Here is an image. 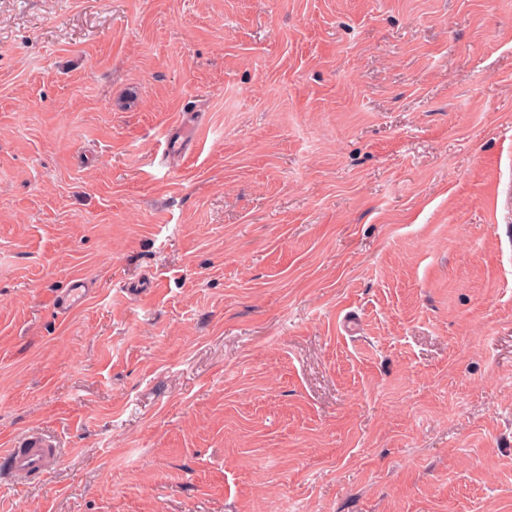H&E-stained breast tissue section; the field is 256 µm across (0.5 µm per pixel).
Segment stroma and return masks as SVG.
<instances>
[{"mask_svg":"<svg viewBox=\"0 0 512 512\" xmlns=\"http://www.w3.org/2000/svg\"><path fill=\"white\" fill-rule=\"evenodd\" d=\"M31 429L0 512H512V0H0ZM55 455L60 457V448H54L45 433L30 431L13 448H8L1 459L15 476L30 481L44 473L47 463Z\"/></svg>","mask_w":512,"mask_h":512,"instance_id":"obj_1","label":"stroma"}]
</instances>
